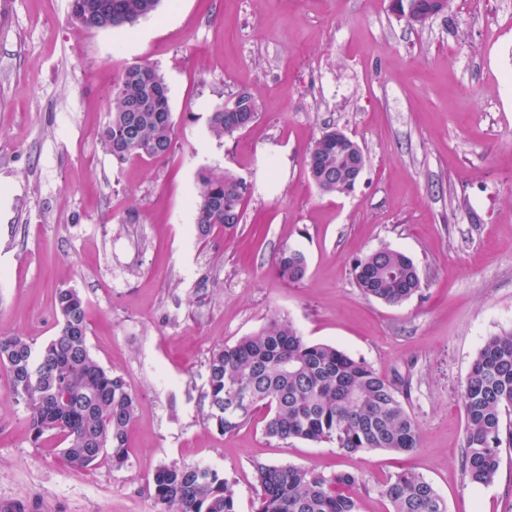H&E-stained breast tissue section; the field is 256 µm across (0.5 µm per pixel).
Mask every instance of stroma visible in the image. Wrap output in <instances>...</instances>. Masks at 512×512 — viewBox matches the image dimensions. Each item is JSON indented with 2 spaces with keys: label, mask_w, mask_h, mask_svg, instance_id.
I'll list each match as a JSON object with an SVG mask.
<instances>
[{
  "label": "stroma",
  "mask_w": 512,
  "mask_h": 512,
  "mask_svg": "<svg viewBox=\"0 0 512 512\" xmlns=\"http://www.w3.org/2000/svg\"><path fill=\"white\" fill-rule=\"evenodd\" d=\"M134 63L156 65L168 88L176 148L159 162L120 163L99 142ZM235 91L259 116L216 140L207 116ZM329 127L367 150L344 195L319 192L305 166ZM205 168L251 190L241 224L203 240ZM385 246L422 281L399 305L366 297L351 273ZM289 247L307 257L297 282L274 266ZM62 286L86 301L92 355L136 397L128 459L78 472L55 436L34 444L0 370V499L159 512L154 471L203 463L252 512L262 462L361 476L358 512H389L380 488L404 471L447 512H512V449L485 486L460 466L462 385L483 340L512 330V0H449L422 26L390 0H177L93 32L76 27L70 0H0V336H55ZM274 317L407 390L419 448L286 444L264 436L259 414L221 433L208 358Z\"/></svg>",
  "instance_id": "stroma-1"
}]
</instances>
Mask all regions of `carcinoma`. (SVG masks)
<instances>
[{
	"instance_id": "1",
	"label": "carcinoma",
	"mask_w": 512,
	"mask_h": 512,
	"mask_svg": "<svg viewBox=\"0 0 512 512\" xmlns=\"http://www.w3.org/2000/svg\"><path fill=\"white\" fill-rule=\"evenodd\" d=\"M160 2L71 0V14L86 31L120 28L150 16ZM111 114L100 143L117 161L163 160L172 153L175 131L167 87L155 66L135 63L122 70ZM257 116L253 98L237 91L209 113L208 128L220 141ZM351 160L366 163L364 149L348 154L336 145L333 128L305 156L311 180L324 193H343L336 185V169ZM246 194L242 179L233 174L201 171L195 200L198 234L205 238L216 226L235 228L243 219ZM275 264L290 282L301 280L307 269L306 255L294 248L282 249ZM352 273L365 296L390 305L403 303L422 288L413 260L389 247L355 260ZM54 301L56 336L40 348L25 336L0 337V368L14 399L24 404L34 441L47 432L57 435L64 444L61 454L75 471L104 456L121 466L128 458L136 397L121 374L105 369L90 353L80 292L59 287ZM238 396L246 402L238 409L229 407ZM206 398L209 417L224 434L264 409V435L286 444L326 442L345 453H409L420 443V429L393 383L334 345L307 342L284 318H272L257 332L212 351ZM461 398L466 419L463 474L472 483L490 484L500 467L501 449L512 447V331L483 342ZM254 470V512H358L354 490L361 479L354 474L260 462ZM152 483L162 512H237L232 485L207 465L161 466ZM380 493L391 512H447L433 485L414 472L395 475Z\"/></svg>"
}]
</instances>
